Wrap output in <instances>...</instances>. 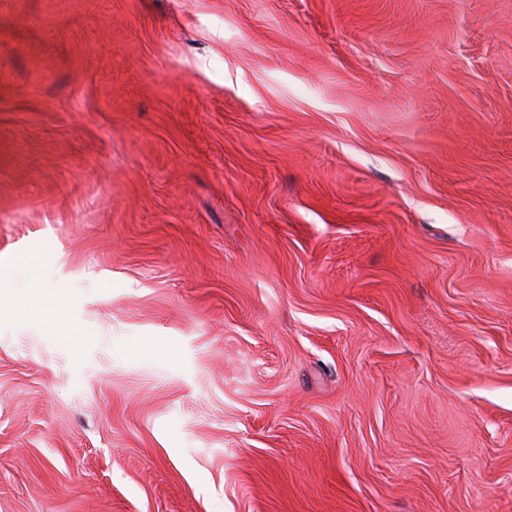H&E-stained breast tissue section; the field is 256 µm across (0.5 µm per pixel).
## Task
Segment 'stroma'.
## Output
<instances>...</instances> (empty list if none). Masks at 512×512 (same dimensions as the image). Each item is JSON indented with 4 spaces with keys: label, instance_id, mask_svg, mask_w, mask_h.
Returning <instances> with one entry per match:
<instances>
[{
    "label": "stroma",
    "instance_id": "obj_1",
    "mask_svg": "<svg viewBox=\"0 0 512 512\" xmlns=\"http://www.w3.org/2000/svg\"><path fill=\"white\" fill-rule=\"evenodd\" d=\"M0 281V512H512V0H0ZM27 265L31 270V286L29 289L31 297L41 305L51 320L59 318L63 311L61 296L41 287L38 263L35 259L28 258Z\"/></svg>",
    "mask_w": 512,
    "mask_h": 512
}]
</instances>
